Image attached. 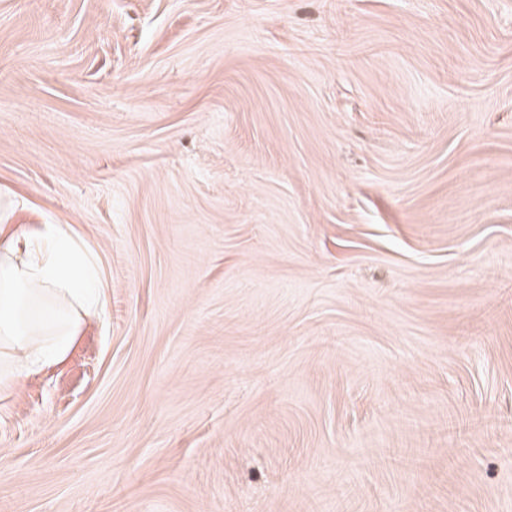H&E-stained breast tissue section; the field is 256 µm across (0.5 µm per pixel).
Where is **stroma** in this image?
Instances as JSON below:
<instances>
[{
	"label": "stroma",
	"instance_id": "35a3bbf8",
	"mask_svg": "<svg viewBox=\"0 0 512 512\" xmlns=\"http://www.w3.org/2000/svg\"><path fill=\"white\" fill-rule=\"evenodd\" d=\"M0 222L107 295L0 512H512V0H0Z\"/></svg>",
	"mask_w": 512,
	"mask_h": 512
}]
</instances>
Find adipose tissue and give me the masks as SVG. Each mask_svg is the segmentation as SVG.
<instances>
[{
  "instance_id": "ef3b65f1",
  "label": "adipose tissue",
  "mask_w": 512,
  "mask_h": 512,
  "mask_svg": "<svg viewBox=\"0 0 512 512\" xmlns=\"http://www.w3.org/2000/svg\"><path fill=\"white\" fill-rule=\"evenodd\" d=\"M104 303L98 260L69 225L0 240V388L63 361Z\"/></svg>"
}]
</instances>
